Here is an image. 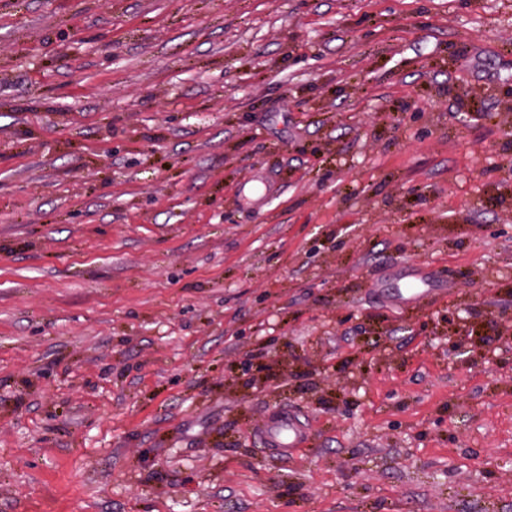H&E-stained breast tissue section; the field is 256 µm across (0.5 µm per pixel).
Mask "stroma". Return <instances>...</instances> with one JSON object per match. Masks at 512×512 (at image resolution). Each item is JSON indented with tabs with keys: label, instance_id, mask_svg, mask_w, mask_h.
<instances>
[{
	"label": "stroma",
	"instance_id": "stroma-1",
	"mask_svg": "<svg viewBox=\"0 0 512 512\" xmlns=\"http://www.w3.org/2000/svg\"><path fill=\"white\" fill-rule=\"evenodd\" d=\"M510 77L512 0H0V512H512ZM258 435L267 456L275 459L293 455L307 445L310 434L300 418L288 405L270 412L258 425Z\"/></svg>",
	"mask_w": 512,
	"mask_h": 512
}]
</instances>
